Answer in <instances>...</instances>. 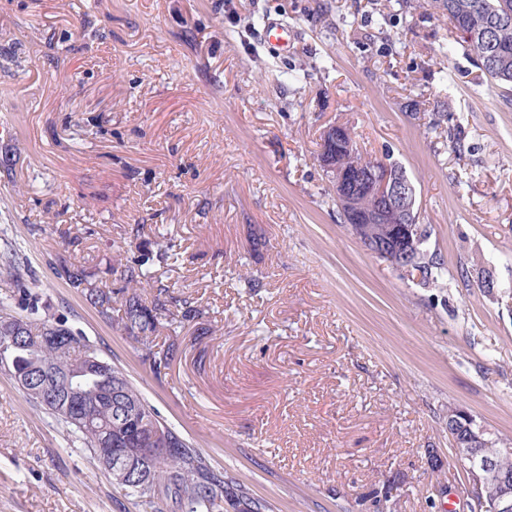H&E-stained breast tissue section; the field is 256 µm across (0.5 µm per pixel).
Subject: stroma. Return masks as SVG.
Returning a JSON list of instances; mask_svg holds the SVG:
<instances>
[{"instance_id": "1", "label": "stroma", "mask_w": 512, "mask_h": 512, "mask_svg": "<svg viewBox=\"0 0 512 512\" xmlns=\"http://www.w3.org/2000/svg\"><path fill=\"white\" fill-rule=\"evenodd\" d=\"M412 3L0 0V253L262 512H473L452 406L512 447V88ZM332 124L405 167L437 282L343 224ZM164 245L200 316L157 373L59 269ZM178 510L0 370V512Z\"/></svg>"}]
</instances>
